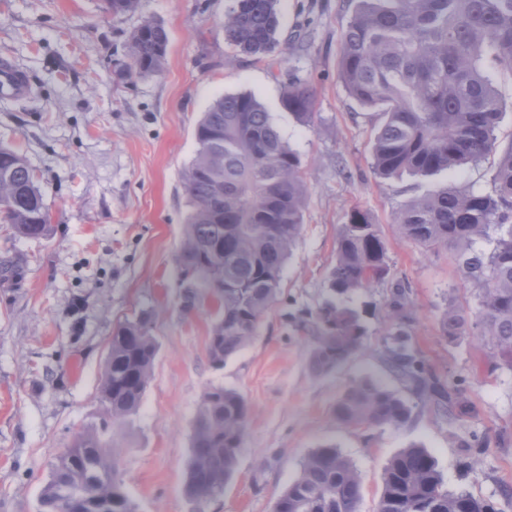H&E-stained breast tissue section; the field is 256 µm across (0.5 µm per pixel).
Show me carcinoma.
Listing matches in <instances>:
<instances>
[{"instance_id": "1", "label": "carcinoma", "mask_w": 512, "mask_h": 512, "mask_svg": "<svg viewBox=\"0 0 512 512\" xmlns=\"http://www.w3.org/2000/svg\"><path fill=\"white\" fill-rule=\"evenodd\" d=\"M279 0H229L224 39L255 60L275 47ZM339 48L338 78L348 96L378 117L371 166L383 178L433 175L499 155L489 193L454 188L428 191L397 212L406 240L429 251L446 249L479 309L469 316L451 304L443 335L479 340L490 370L512 369V142L496 130L504 103L499 74L512 76V0H350ZM114 16L140 13L141 0H104ZM169 36L143 16L127 44L124 78L163 71ZM283 105L300 122L313 117L314 89L284 73ZM197 150L181 174L189 212L179 252L180 302L186 311L213 291L208 356L215 367L254 339L278 300L285 266L301 234L307 187L298 154L258 98L247 92L213 101L195 132ZM0 222L13 237L49 235L51 216L25 158L0 147ZM24 261L0 257V285L23 277ZM387 284L385 371L422 406L457 422L473 412L458 386H449L411 341L415 308L409 286L392 278L379 225L359 209L339 227L330 297L302 321L309 365L328 373L363 347L359 312L346 302ZM154 315L120 324L109 342L99 388V424L78 433L53 465L42 512H135L119 477L120 430L140 407L158 344ZM344 425L405 426L411 408L392 388L371 379L351 384L337 400ZM250 407L235 389L209 385L202 394L186 465L187 494L198 504L224 491L234 476ZM361 476L333 446L311 451L273 512H359ZM376 512H489L483 499L444 488L432 455L412 445L388 460Z\"/></svg>"}]
</instances>
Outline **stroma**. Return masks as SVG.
Listing matches in <instances>:
<instances>
[{
    "mask_svg": "<svg viewBox=\"0 0 512 512\" xmlns=\"http://www.w3.org/2000/svg\"><path fill=\"white\" fill-rule=\"evenodd\" d=\"M142 4L166 28L168 53L160 75L129 81L118 70L138 17L107 14L103 0H0V58L31 82L24 99L0 97V145L27 159L52 218L50 235L40 239L13 238L0 224V255L25 260L21 284L0 287V512H41L56 456L99 420L113 331L143 310L156 313L158 353L125 428L120 466L137 512H273L305 456L325 444L359 470V512H376L386 462L413 444L434 457L446 488L512 512L499 495L512 485V369L489 372L483 345L442 335L448 305L475 313L476 293L448 251L426 252L392 222L427 189L491 191L496 157L431 176L374 175V114L338 79L348 0H280L278 42L260 61L225 41L228 0ZM284 69L312 85L311 123L282 107ZM239 92L256 95L298 152L308 199L277 302L255 339L217 369L207 355V307L187 312L180 305L177 258L188 211L181 171L195 155L207 106ZM356 208L379 224L392 272L410 287L416 346L474 404L464 423L438 419L410 393L412 418L401 429L337 421L334 407L347 387L366 375L386 376L378 360L386 286L351 300L362 315L363 348L329 373L311 371L298 321L327 299L337 232ZM211 384L240 392L251 419L234 479L198 505L186 493V463L200 396ZM465 431L483 436L486 446L459 447Z\"/></svg>",
    "mask_w": 512,
    "mask_h": 512,
    "instance_id": "1",
    "label": "stroma"
}]
</instances>
